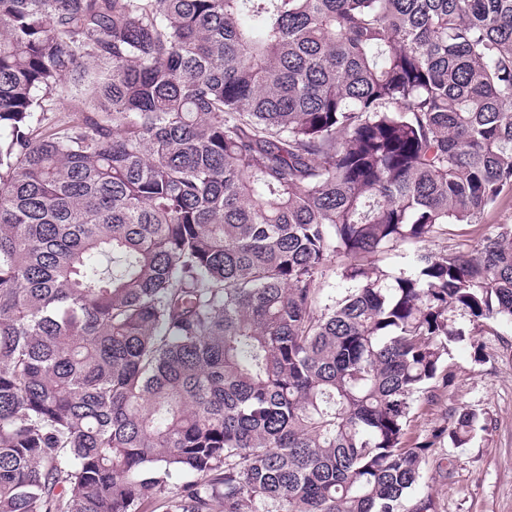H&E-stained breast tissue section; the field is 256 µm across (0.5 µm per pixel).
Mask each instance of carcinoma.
<instances>
[{
    "label": "carcinoma",
    "instance_id": "carcinoma-1",
    "mask_svg": "<svg viewBox=\"0 0 512 512\" xmlns=\"http://www.w3.org/2000/svg\"><path fill=\"white\" fill-rule=\"evenodd\" d=\"M511 193L512 0H0V512H435ZM489 224H512V197L504 199L490 210L480 224H455L450 226L448 245L468 243L475 245L486 233ZM417 247L405 244L380 256L379 265L386 271H412L416 265Z\"/></svg>",
    "mask_w": 512,
    "mask_h": 512
}]
</instances>
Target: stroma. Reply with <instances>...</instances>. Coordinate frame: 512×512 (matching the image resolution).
Instances as JSON below:
<instances>
[{"label": "stroma", "instance_id": "stroma-1", "mask_svg": "<svg viewBox=\"0 0 512 512\" xmlns=\"http://www.w3.org/2000/svg\"><path fill=\"white\" fill-rule=\"evenodd\" d=\"M493 224H512V197L481 223L451 226L448 242L476 244ZM477 340L482 361H475L469 342L455 344L448 357L452 386L436 405L416 409L408 430L410 438L424 436L455 411L485 420L466 447L439 448L443 469L428 480L436 512H512V322L487 321Z\"/></svg>", "mask_w": 512, "mask_h": 512}]
</instances>
